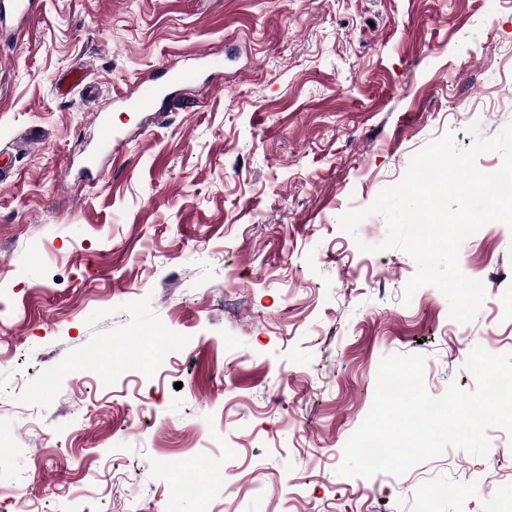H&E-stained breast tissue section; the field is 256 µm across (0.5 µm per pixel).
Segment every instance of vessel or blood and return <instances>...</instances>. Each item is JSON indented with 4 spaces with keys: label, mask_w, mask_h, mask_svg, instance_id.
<instances>
[{
    "label": "vessel or blood",
    "mask_w": 512,
    "mask_h": 512,
    "mask_svg": "<svg viewBox=\"0 0 512 512\" xmlns=\"http://www.w3.org/2000/svg\"><path fill=\"white\" fill-rule=\"evenodd\" d=\"M40 0H12L9 14L0 16V21L10 22L17 29H24L27 23L36 15ZM224 67V58L221 55L201 50L195 53L191 65L183 68L165 67L161 72L151 78L142 80L135 89L122 100L124 109L139 112L163 104L175 107L176 102L170 98L172 87L195 81L198 72H217ZM115 139L111 136L102 137L93 150L86 155L82 170L91 175L97 172L102 161L116 152Z\"/></svg>",
    "instance_id": "1"
}]
</instances>
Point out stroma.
Segmentation results:
<instances>
[{"label":"stroma","instance_id":"35a3bbf8","mask_svg":"<svg viewBox=\"0 0 512 512\" xmlns=\"http://www.w3.org/2000/svg\"><path fill=\"white\" fill-rule=\"evenodd\" d=\"M202 49L222 73L179 108L116 102ZM86 70L109 116L59 75ZM512 122V0H43L0 36V512H512V434L406 475H337L381 360L421 353L425 384L471 391L474 346L512 352V228L467 239L477 318L442 292L403 304L413 260L361 251L382 217L339 226L446 131ZM38 129V144L22 137ZM117 154L79 174L106 134ZM168 357H151L155 344ZM201 496L182 495L188 461Z\"/></svg>","mask_w":512,"mask_h":512}]
</instances>
